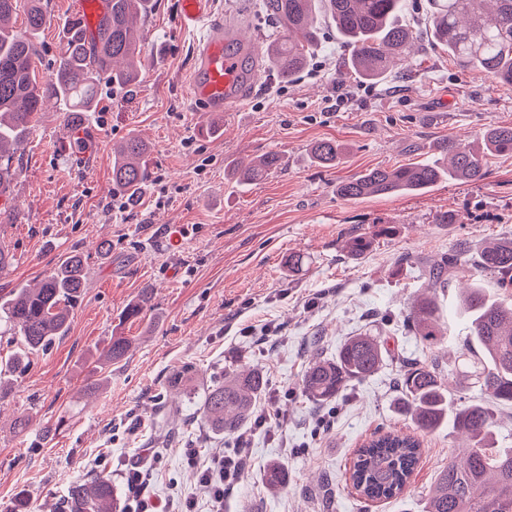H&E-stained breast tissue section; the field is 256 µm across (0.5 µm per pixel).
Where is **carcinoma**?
<instances>
[{"instance_id": "obj_1", "label": "carcinoma", "mask_w": 512, "mask_h": 512, "mask_svg": "<svg viewBox=\"0 0 512 512\" xmlns=\"http://www.w3.org/2000/svg\"><path fill=\"white\" fill-rule=\"evenodd\" d=\"M429 2L428 31L459 69L512 84V0ZM410 4L411 0H263L266 15L284 27L283 36L266 46V61L280 81L295 79L317 44L323 11L352 49L350 70L365 80L380 82L423 36L400 23ZM17 7L18 0H0V186L15 174L12 162L24 152L39 122L45 93L55 96L63 107L78 111L92 105L102 75L116 88L135 84L141 53L136 23L148 15L152 0H105L96 41L87 38L76 17L66 20L65 50L45 89L39 87L33 63L40 55L38 35L47 23L46 11L39 0H29L26 29L16 31L9 22ZM437 150L439 157L428 162L373 169L341 181L336 194L357 200L417 193L444 177L480 181L487 174L486 156L512 154V126L487 129L479 146L443 138ZM342 152V146L332 140L312 148L317 163L324 167L336 165ZM146 153V144L134 135L114 149L112 181L131 198L150 178ZM282 162L280 154L270 152L243 166L240 174L246 181H259ZM468 266L469 259L461 250L443 257L428 273L432 295L414 302L403 318V326L430 350L444 341L435 294L452 287L455 273ZM476 270L492 275L503 297L491 298L480 280H475L456 298V309L468 319L474 346L460 350L448 363L435 354L401 366L397 411L411 421L416 433L383 431L356 450L350 480L367 500L400 494L422 455L418 434L450 422L453 431L472 444L464 449L461 462L448 456L425 512H512V448H497L488 440L496 426L490 407L455 397L446 381L453 377L462 388H476L501 404H512V243L483 244ZM85 283L83 258L68 255L36 286L18 288L1 301L0 322L13 327L25 348L44 350L55 338L66 335ZM129 347V338L114 336L102 357L119 361ZM384 363V349L375 334L350 336L335 357L312 356L301 379V393L314 404L328 405L354 383L377 373ZM267 388V378L257 369H228L200 399V421L212 432L234 439L253 419L255 404ZM263 483L270 491L287 486L288 466L282 462L270 465ZM119 507L112 480L101 471L73 482L58 512H120Z\"/></svg>"}]
</instances>
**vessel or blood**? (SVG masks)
Segmentation results:
<instances>
[{"label":"vessel or blood","instance_id":"vessel-or-blood-1","mask_svg":"<svg viewBox=\"0 0 512 512\" xmlns=\"http://www.w3.org/2000/svg\"><path fill=\"white\" fill-rule=\"evenodd\" d=\"M178 22L184 32L200 35L192 50L191 98L208 114H224L246 99L259 76L245 68V58L260 60L262 52L238 28L225 25L212 0H179Z\"/></svg>","mask_w":512,"mask_h":512}]
</instances>
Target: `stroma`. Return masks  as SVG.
Listing matches in <instances>:
<instances>
[{
	"label": "stroma",
	"instance_id": "stroma-1",
	"mask_svg": "<svg viewBox=\"0 0 512 512\" xmlns=\"http://www.w3.org/2000/svg\"><path fill=\"white\" fill-rule=\"evenodd\" d=\"M48 22L36 61L46 81L64 47L62 24L77 0H42ZM262 0H213L216 13L242 22L260 46L278 38ZM177 0H154L139 21L143 48L137 84L101 83L94 110L81 123L96 139L72 142L64 109L45 101L42 118L15 171L9 194L16 220L4 238L11 264L0 273V297L35 284L69 252L84 259L86 288L69 329L0 398V512L25 491L33 512H50L73 481L106 458L120 499L122 479L141 449L160 455L154 491L171 483L192 491L197 474L183 464L188 445L223 454V437L196 416L204 392L223 370L256 367L270 393L257 405L266 424L246 427L247 466L224 512H424L438 472L459 441L450 428L427 434L404 492L367 501L349 476L356 450L380 430L411 432L394 400L400 364L430 354L402 325L427 281L428 268L459 244L478 250L489 240L512 241V155L490 157L477 183L441 179L411 195L345 201L337 182L374 168L432 159L440 138L477 143L491 126L512 125V84L458 69L447 51L422 39L418 51L382 83L347 73L350 49L329 24L306 69L280 82L262 69L260 88L221 117L218 135H200L209 116L189 98L192 35L181 32ZM349 99L327 110L329 97ZM149 146L150 182L125 212L112 208L113 148L129 136ZM344 147L340 163L314 162L313 145ZM283 164L246 183L230 173L267 152ZM458 215L454 224L446 214ZM366 236L367 254L353 259L344 245ZM111 249L99 250L101 241ZM301 255L299 269L288 258ZM152 308L125 319L143 291ZM272 324L264 343L246 327ZM376 330L387 350L373 377L348 389L326 431L311 437L316 405L299 391L313 354L331 358L343 341ZM131 339L118 363L102 353L112 337ZM193 365L190 391L167 393L170 374ZM29 417L27 433L16 421ZM288 465L287 488L269 492L268 464Z\"/></svg>",
	"mask_w": 512,
	"mask_h": 512
}]
</instances>
